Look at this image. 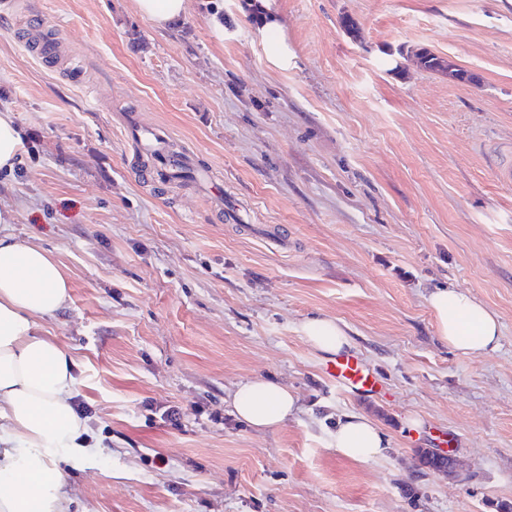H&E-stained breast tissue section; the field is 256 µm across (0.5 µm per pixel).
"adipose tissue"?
Here are the masks:
<instances>
[{
  "instance_id": "adipose-tissue-1",
  "label": "adipose tissue",
  "mask_w": 512,
  "mask_h": 512,
  "mask_svg": "<svg viewBox=\"0 0 512 512\" xmlns=\"http://www.w3.org/2000/svg\"><path fill=\"white\" fill-rule=\"evenodd\" d=\"M70 301V283L42 247L0 228V512H66L60 461L79 460L86 425L72 398L76 361L39 322ZM429 305L442 342L481 356L497 348V315L454 287L431 293ZM300 331L332 355L351 346L344 327L329 318L305 320ZM239 417L256 428L281 425L297 409L284 386L266 380L242 383L234 394ZM335 446L343 456L368 461L389 442L373 421L347 414L336 422Z\"/></svg>"
}]
</instances>
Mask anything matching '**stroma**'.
Masks as SVG:
<instances>
[{"mask_svg": "<svg viewBox=\"0 0 512 512\" xmlns=\"http://www.w3.org/2000/svg\"><path fill=\"white\" fill-rule=\"evenodd\" d=\"M0 111L23 143L0 220L71 286L41 322L87 418L68 512H512V0H189L165 31L134 0H0ZM130 115L222 197L144 164ZM445 286L498 315L495 351L439 339ZM311 317L344 325L376 392L328 375ZM253 379L297 411L246 424L232 396ZM346 413L379 426L382 456L336 450ZM426 448L455 475L422 470ZM262 33L268 60L277 66H288V44L275 16L268 15L267 19L264 17Z\"/></svg>", "mask_w": 512, "mask_h": 512, "instance_id": "1", "label": "stroma"}]
</instances>
